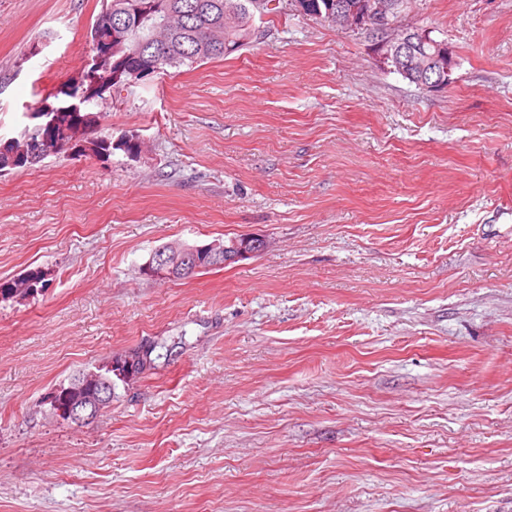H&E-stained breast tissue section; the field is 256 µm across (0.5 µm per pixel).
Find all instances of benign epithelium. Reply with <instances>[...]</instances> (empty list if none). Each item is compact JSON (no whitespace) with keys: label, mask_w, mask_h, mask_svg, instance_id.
<instances>
[{"label":"benign epithelium","mask_w":512,"mask_h":512,"mask_svg":"<svg viewBox=\"0 0 512 512\" xmlns=\"http://www.w3.org/2000/svg\"><path fill=\"white\" fill-rule=\"evenodd\" d=\"M397 14V3L394 0H363L357 11L347 12L342 8L336 10L333 15L335 25L341 30L368 29L376 35L377 53L383 62L393 70L403 71L405 60L402 51L413 41L421 43L430 42L429 32L419 27L403 29L397 26L394 16ZM430 65L435 71L434 79L424 84V88L433 91H441L448 88L454 81L453 73L456 68L453 50L443 45L441 51L430 56ZM97 129V123L88 126L81 125L74 129L72 138L68 143L71 150H87L91 133ZM58 149V145L49 140H30L22 155L8 154L7 165L16 166L20 159L34 160L36 158L52 155ZM270 246L268 239L253 234H243L232 241L215 240L207 245L188 247L182 244H170L168 249L161 250L155 256V273L172 278L176 273L192 274L200 269V266L187 264L190 256H207L213 260L222 259L224 264H230L255 256ZM112 400L109 390V382H104V388L87 396L72 398L67 407L58 410V413L69 420L82 423L97 417L107 409Z\"/></svg>","instance_id":"7a95c632"}]
</instances>
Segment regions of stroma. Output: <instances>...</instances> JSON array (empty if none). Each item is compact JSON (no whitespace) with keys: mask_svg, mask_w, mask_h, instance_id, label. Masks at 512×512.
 <instances>
[{"mask_svg":"<svg viewBox=\"0 0 512 512\" xmlns=\"http://www.w3.org/2000/svg\"><path fill=\"white\" fill-rule=\"evenodd\" d=\"M100 0H0V134L81 70ZM456 81L302 15L113 96L0 173V512H512V0H411ZM262 235L176 280L172 243ZM150 344L87 424L42 399ZM98 132H95L94 135L99 139V149L106 153L108 152V156L112 155L114 150H122L127 155L137 154L139 151L140 145L138 142L133 141L131 136H122L118 142L114 145V141L112 140V135H97ZM58 146V144L53 145L49 140H29L21 157L14 153L8 154L7 165L15 167L20 159L34 160L46 155H52L56 152Z\"/></svg>","mask_w":512,"mask_h":512,"instance_id":"stroma-1","label":"stroma"}]
</instances>
